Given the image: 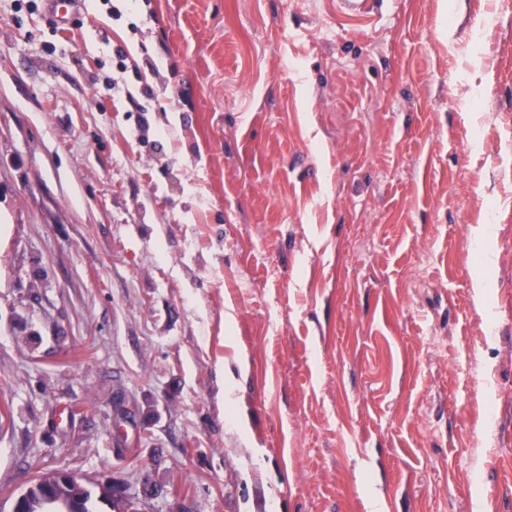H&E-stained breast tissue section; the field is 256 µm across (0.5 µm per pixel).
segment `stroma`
<instances>
[{
	"label": "stroma",
	"mask_w": 512,
	"mask_h": 512,
	"mask_svg": "<svg viewBox=\"0 0 512 512\" xmlns=\"http://www.w3.org/2000/svg\"><path fill=\"white\" fill-rule=\"evenodd\" d=\"M57 469L512 512V0H0V512Z\"/></svg>",
	"instance_id": "stroma-1"
}]
</instances>
